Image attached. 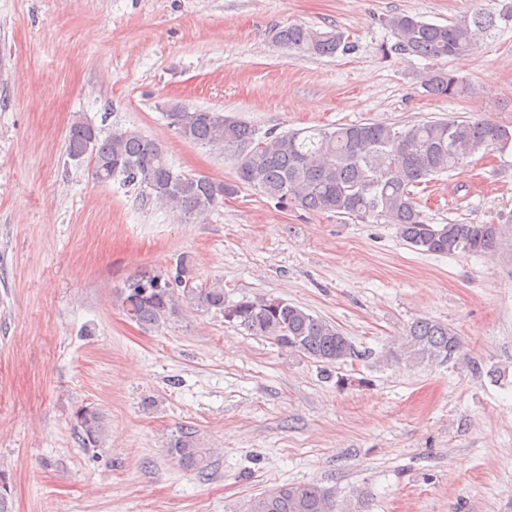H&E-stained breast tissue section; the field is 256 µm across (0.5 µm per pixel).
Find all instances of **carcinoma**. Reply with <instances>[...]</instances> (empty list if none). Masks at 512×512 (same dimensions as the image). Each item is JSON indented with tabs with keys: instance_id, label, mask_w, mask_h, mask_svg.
Returning <instances> with one entry per match:
<instances>
[{
	"instance_id": "carcinoma-1",
	"label": "carcinoma",
	"mask_w": 512,
	"mask_h": 512,
	"mask_svg": "<svg viewBox=\"0 0 512 512\" xmlns=\"http://www.w3.org/2000/svg\"><path fill=\"white\" fill-rule=\"evenodd\" d=\"M498 21L512 25V0H505L498 15L488 18L477 15L444 25L395 13L383 18V25L394 39L390 50L442 60L472 51L480 36ZM273 40L311 57L332 56L350 48L344 32L303 24L275 30ZM421 85L428 95L448 99L467 90L463 78L442 69L427 72ZM166 117L182 139L224 147V155L234 164V179L224 182L177 173L157 140L131 129H117L103 138L80 115L69 126L68 154L87 159L97 182L134 186L151 203L183 215L216 211L225 199L251 188L293 210L382 219L397 226L411 247L431 254L491 252L500 246L505 233L499 222L430 224L419 209L414 189L467 165L479 153L512 150L511 126L484 118L369 122L260 136L245 121L178 103L168 107ZM194 281L191 259L181 256L170 268L128 277L118 294L121 309L128 320L144 329L166 324L185 303L206 312L214 310L224 315V321L325 368L362 356L335 324L296 304L264 296L230 302L222 286L196 288ZM403 348L405 359L415 364L449 362L460 352L462 340L447 325L420 318L408 328ZM73 418L80 446H103L105 416L99 409L81 407ZM168 448L188 472L202 474L211 467V449L202 447L190 428L181 429ZM246 512H365V503L359 496L354 506L344 507L326 486L289 483L250 499Z\"/></svg>"
}]
</instances>
